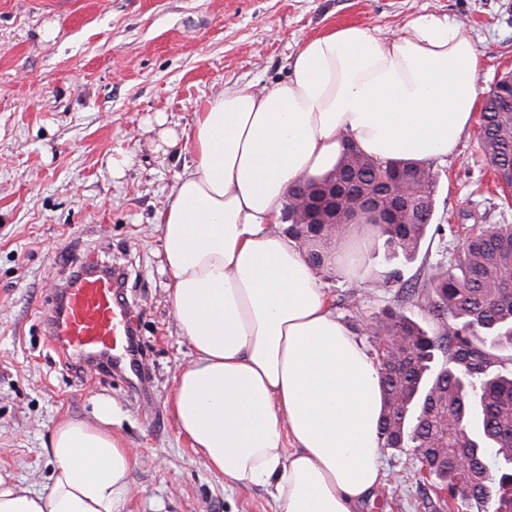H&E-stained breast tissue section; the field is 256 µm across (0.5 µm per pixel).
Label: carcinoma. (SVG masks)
I'll use <instances>...</instances> for the list:
<instances>
[{"mask_svg":"<svg viewBox=\"0 0 512 512\" xmlns=\"http://www.w3.org/2000/svg\"><path fill=\"white\" fill-rule=\"evenodd\" d=\"M485 158L495 170L512 168V112L485 97L479 132ZM398 166L357 151L336 168L340 182L355 179L357 189L373 191ZM411 203L434 210L437 180L425 164ZM288 235L302 241L311 265L329 264L333 242L329 224H302L293 202L284 204ZM390 260L414 258L430 233L443 225L386 224L371 217ZM441 319L442 331L430 336L401 310L390 308L371 317L367 334L393 349L377 351L384 405L379 423L382 448H408L420 463V483L433 478L446 488L450 512H512V374L492 370L493 349L512 348V224L475 230L461 251L438 265L426 287L402 288ZM448 365L432 366L435 352Z\"/></svg>","mask_w":512,"mask_h":512,"instance_id":"1","label":"carcinoma"}]
</instances>
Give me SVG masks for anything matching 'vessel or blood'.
<instances>
[{
  "label": "vessel or blood",
  "mask_w": 512,
  "mask_h": 512,
  "mask_svg": "<svg viewBox=\"0 0 512 512\" xmlns=\"http://www.w3.org/2000/svg\"><path fill=\"white\" fill-rule=\"evenodd\" d=\"M122 286L109 267L88 265L58 289L51 312L43 318L46 335L68 361L90 371L124 373L142 400L150 390L142 380V364L135 352L133 315L117 302Z\"/></svg>",
  "instance_id": "1"
}]
</instances>
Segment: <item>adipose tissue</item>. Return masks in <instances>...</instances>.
Instances as JSON below:
<instances>
[{
	"mask_svg": "<svg viewBox=\"0 0 512 512\" xmlns=\"http://www.w3.org/2000/svg\"><path fill=\"white\" fill-rule=\"evenodd\" d=\"M481 66L446 16L385 38L343 25L306 40L272 87L225 89L194 117L192 161L158 216L169 302L193 350L169 407L212 471L270 487L276 512H358L383 482L377 362L283 233L281 204L350 142L381 161L451 155ZM111 422L108 401L96 421L59 422L48 485L0 486V512H121L134 453Z\"/></svg>",
	"mask_w": 512,
	"mask_h": 512,
	"instance_id": "adipose-tissue-1",
	"label": "adipose tissue"
}]
</instances>
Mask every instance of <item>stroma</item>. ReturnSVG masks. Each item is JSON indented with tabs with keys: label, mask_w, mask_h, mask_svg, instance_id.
Here are the masks:
<instances>
[{
	"label": "stroma",
	"mask_w": 512,
	"mask_h": 512,
	"mask_svg": "<svg viewBox=\"0 0 512 512\" xmlns=\"http://www.w3.org/2000/svg\"><path fill=\"white\" fill-rule=\"evenodd\" d=\"M422 13L449 16L473 41L480 95L512 71V0H0L1 480L44 490L54 426L93 419L108 400L113 432L135 452L122 512H275L266 487L210 470L170 412L174 377L193 352L167 302L156 216L190 161L186 136L209 100L249 81L272 86L302 42L331 27L368 25L387 37ZM49 22L59 32L40 40ZM163 128L175 145L161 143ZM479 130L472 121L455 153L433 160V221L449 230L421 246L404 279L427 280L471 225L512 224ZM85 260L126 273L150 401L137 400L121 374L67 364L44 332L56 289ZM359 268L358 278L332 269L319 277L366 350L374 345L364 325L385 308L440 333V320L402 298L399 283H384L391 265L379 237L364 244ZM380 463L385 495L363 512H448L433 487L416 483L408 450L382 449Z\"/></svg>",
	"instance_id": "35a3bbf8"
}]
</instances>
